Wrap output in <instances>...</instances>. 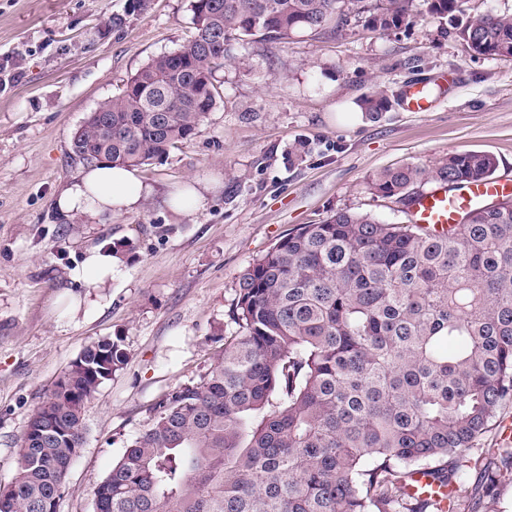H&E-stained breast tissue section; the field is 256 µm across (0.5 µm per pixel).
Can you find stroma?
Instances as JSON below:
<instances>
[{"label":"stroma","instance_id":"1","mask_svg":"<svg viewBox=\"0 0 512 512\" xmlns=\"http://www.w3.org/2000/svg\"><path fill=\"white\" fill-rule=\"evenodd\" d=\"M125 24L113 29L112 15ZM191 0H0V484L20 462L29 414L93 342L120 339L126 365L83 412V447L58 512H94V488L174 387L205 373L236 330L239 274L279 238L339 209L407 223L367 178L385 167L482 151L512 179V59L473 58L447 22L424 17L387 34L339 32L233 43L214 75L215 108L186 143L140 167L139 210L62 221L60 187L81 169L72 136L151 58L193 34ZM447 75L431 111L409 112L405 86ZM385 91L371 119L360 99ZM306 153L296 156L298 143ZM198 181L194 210L170 200ZM122 242L111 283L72 280L88 250Z\"/></svg>","mask_w":512,"mask_h":512}]
</instances>
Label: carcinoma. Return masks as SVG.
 Instances as JSON below:
<instances>
[{
	"mask_svg": "<svg viewBox=\"0 0 512 512\" xmlns=\"http://www.w3.org/2000/svg\"><path fill=\"white\" fill-rule=\"evenodd\" d=\"M463 0H192L194 34L157 56L79 126L72 158L149 165L187 142L217 103L231 42L337 29L351 12L386 33L415 13L445 19L476 58L512 56V14L456 24ZM377 119L383 91L364 97ZM496 158L450 153L367 179L406 209L420 187L490 180ZM235 335L198 380L174 388L95 487L96 512H440L406 493L423 471L459 491L473 442L512 404V199L471 208L437 235L340 209L282 236L236 281ZM127 361L87 346L29 415L0 512H51L80 453L83 408ZM486 483L512 469L487 448Z\"/></svg>",
	"mask_w": 512,
	"mask_h": 512,
	"instance_id": "obj_1",
	"label": "carcinoma"
}]
</instances>
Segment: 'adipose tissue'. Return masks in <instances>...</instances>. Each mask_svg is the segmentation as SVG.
I'll use <instances>...</instances> for the list:
<instances>
[{
	"instance_id": "1",
	"label": "adipose tissue",
	"mask_w": 512,
	"mask_h": 512,
	"mask_svg": "<svg viewBox=\"0 0 512 512\" xmlns=\"http://www.w3.org/2000/svg\"><path fill=\"white\" fill-rule=\"evenodd\" d=\"M149 192V187L138 178L134 169L87 167L61 190L56 209L63 220L82 217L91 221L104 213L138 210ZM124 266L123 255L94 250L71 276L75 281L96 288L119 274Z\"/></svg>"
}]
</instances>
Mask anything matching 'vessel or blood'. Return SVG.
Here are the masks:
<instances>
[{"mask_svg": "<svg viewBox=\"0 0 512 512\" xmlns=\"http://www.w3.org/2000/svg\"><path fill=\"white\" fill-rule=\"evenodd\" d=\"M408 111L428 112L432 109L429 86L414 83L404 91ZM512 193V184L507 182H470L462 184L454 191L437 187L425 192L413 208L416 223L433 228L436 233H445L450 224L456 223L466 209L475 204Z\"/></svg>", "mask_w": 512, "mask_h": 512, "instance_id": "vessel-or-blood-1", "label": "vessel or blood"}]
</instances>
